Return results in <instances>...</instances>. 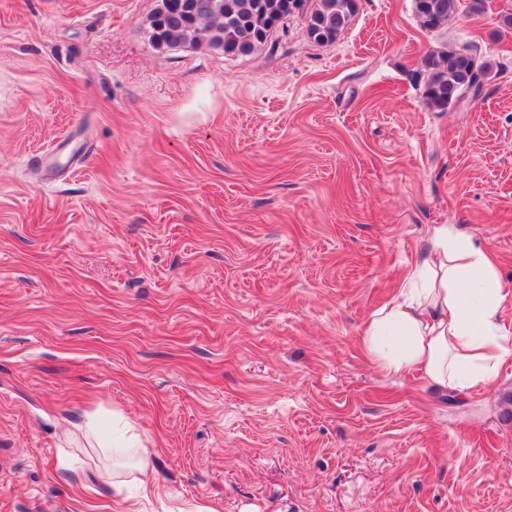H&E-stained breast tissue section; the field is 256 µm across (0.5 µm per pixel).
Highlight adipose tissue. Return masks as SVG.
I'll return each mask as SVG.
<instances>
[{
  "label": "adipose tissue",
  "instance_id": "adipose-tissue-1",
  "mask_svg": "<svg viewBox=\"0 0 512 512\" xmlns=\"http://www.w3.org/2000/svg\"><path fill=\"white\" fill-rule=\"evenodd\" d=\"M511 299L486 246L439 224L397 292L369 315L361 348L385 374L410 372L469 395L512 363V330L501 318Z\"/></svg>",
  "mask_w": 512,
  "mask_h": 512
}]
</instances>
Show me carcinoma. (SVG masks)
<instances>
[{"mask_svg":"<svg viewBox=\"0 0 512 512\" xmlns=\"http://www.w3.org/2000/svg\"><path fill=\"white\" fill-rule=\"evenodd\" d=\"M196 0H169L164 11H155L148 21V40L156 47L205 45L225 55H247L262 46L275 47L272 26L291 15L296 0H204L203 13L193 11ZM309 18L306 33L317 44H329L358 12V0H304ZM460 0H414L422 27L436 30L454 20ZM492 63H477L464 52L429 50L421 58L425 75L424 99L430 108L444 110L478 94L479 77Z\"/></svg>","mask_w":512,"mask_h":512,"instance_id":"carcinoma-1","label":"carcinoma"}]
</instances>
